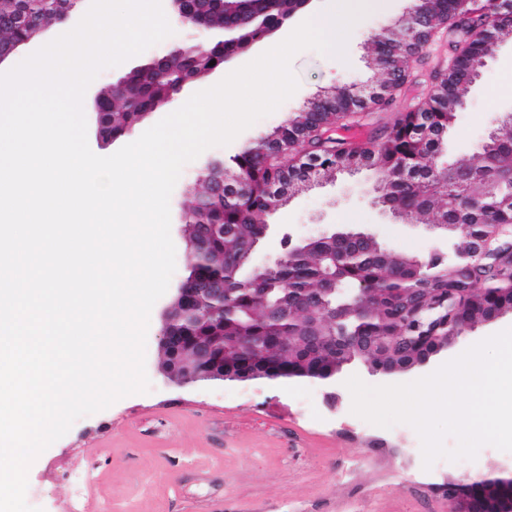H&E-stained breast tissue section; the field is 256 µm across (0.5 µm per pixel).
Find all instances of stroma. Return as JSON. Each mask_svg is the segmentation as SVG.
<instances>
[{
    "label": "stroma",
    "instance_id": "1",
    "mask_svg": "<svg viewBox=\"0 0 512 512\" xmlns=\"http://www.w3.org/2000/svg\"><path fill=\"white\" fill-rule=\"evenodd\" d=\"M409 0H377L362 24L349 35L345 58L313 49L299 52L291 69L297 94L272 114L241 132L230 144L204 151L186 164L170 197V234L178 284L187 274L183 216L201 173L227 162L251 140L282 125L308 98L323 90L370 84L372 33L396 26ZM173 33L140 55L102 70L88 87L84 110L94 97L151 58L172 48L202 41L203 31L173 24ZM512 112V42L498 48L482 78L473 86L465 112L459 113L443 148V162L472 152L487 133L492 116ZM375 175L362 171L323 181L292 196L268 217L257 262L281 252V237L316 235L325 224L371 228L379 242L396 251L451 255L453 240L412 227L372 202ZM171 300L163 295L153 306L146 339L149 392L124 397L107 409L78 419L62 438L44 450L28 473L29 490L38 506L50 505L69 492L66 479L49 477L51 467L65 468L75 456H88L97 483L88 494L89 512H448L438 498L439 484L467 474H500L512 465V452L483 446L471 464L439 459L424 469L416 452L421 442L409 425L385 429L351 411L348 389L330 407L325 385L314 379L215 383L179 387L160 372V331ZM512 328V313L457 336L452 347L430 365L393 377L369 374L365 367L344 370L371 386L408 383L432 373L485 337Z\"/></svg>",
    "mask_w": 512,
    "mask_h": 512
}]
</instances>
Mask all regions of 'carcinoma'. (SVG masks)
<instances>
[{
	"label": "carcinoma",
	"instance_id": "obj_1",
	"mask_svg": "<svg viewBox=\"0 0 512 512\" xmlns=\"http://www.w3.org/2000/svg\"><path fill=\"white\" fill-rule=\"evenodd\" d=\"M22 5L45 23L56 18L49 0H0V16H9ZM242 7L261 14V23L237 29L235 41L222 48L206 41L182 46L149 80L132 69L126 75L129 92L101 91L108 112L105 140L124 137L168 103L184 80L196 81L224 65L226 56L266 39L282 18L297 10L299 0H244ZM411 10L425 20L413 37L404 27L371 36V64L378 75L374 86L333 87L313 97L273 133L243 147L230 166L211 165L203 190L194 194L185 211L184 224L222 225L224 233L208 234L202 248L206 262L192 255L179 287L196 288L192 278H209L224 269V312L178 316L171 343L180 350L199 340L224 350V358L232 362L224 381L245 383L255 373L268 381L281 379L237 351L233 341L239 338L260 341L273 358L281 357L286 338L289 365L328 378L348 367V355L339 346L347 337L362 343L351 350L354 359L382 366L398 355L408 361L423 358L444 347L448 333L459 334L512 312V290L505 284L492 279L475 282L458 273L461 255L469 252L474 239L495 242L501 229L512 225V206L503 205L512 196V114L491 120L487 136L472 155L446 167L433 163L488 61L501 42L512 40V0H412ZM445 32L448 61L432 72L426 93L365 141L336 134L338 129L369 125L375 111L398 106L415 80L410 57ZM25 38L23 28H0V45ZM394 72L402 75L401 82H393ZM363 169L376 175L374 203L394 218L458 225V256L383 254L368 241L343 246L317 237L289 247L290 258L270 267L260 280L248 263L238 261L262 232L273 194L284 203L322 178ZM450 293L452 303L433 314L442 328L413 316L416 308ZM274 306L290 312L302 306L322 317H274L269 312ZM390 338L413 347L390 351L386 357L370 347ZM472 480L466 496L475 512H497L502 501L512 498V480L486 475H474Z\"/></svg>",
	"mask_w": 512,
	"mask_h": 512
}]
</instances>
